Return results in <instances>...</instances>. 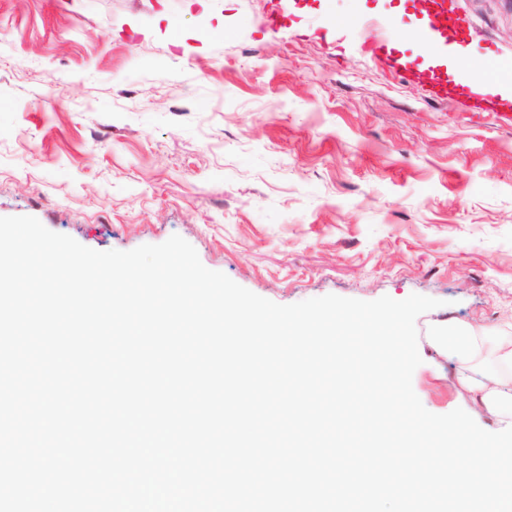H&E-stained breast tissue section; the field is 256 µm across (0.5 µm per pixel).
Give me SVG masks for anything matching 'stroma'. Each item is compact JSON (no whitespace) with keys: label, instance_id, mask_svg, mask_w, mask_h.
I'll return each instance as SVG.
<instances>
[{"label":"stroma","instance_id":"obj_1","mask_svg":"<svg viewBox=\"0 0 512 512\" xmlns=\"http://www.w3.org/2000/svg\"><path fill=\"white\" fill-rule=\"evenodd\" d=\"M449 43L512 59V0H453ZM402 0H0V217L97 250L179 235L281 305L420 294L413 390L468 408L430 327L512 326V122L362 49ZM276 17L270 29L267 17Z\"/></svg>","mask_w":512,"mask_h":512}]
</instances>
